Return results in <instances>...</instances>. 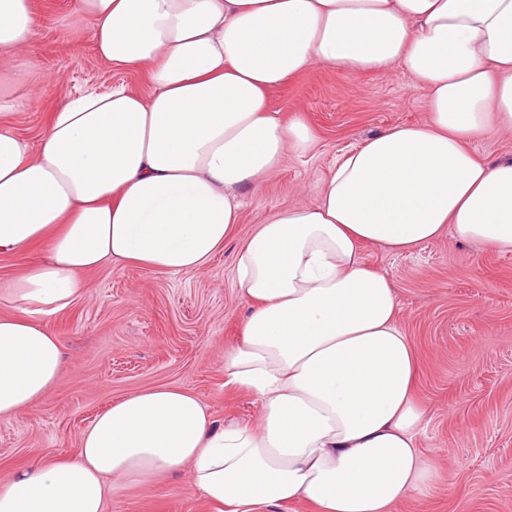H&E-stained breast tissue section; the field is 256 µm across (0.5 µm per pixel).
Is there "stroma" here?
<instances>
[{
    "instance_id": "35a3bbf8",
    "label": "stroma",
    "mask_w": 512,
    "mask_h": 512,
    "mask_svg": "<svg viewBox=\"0 0 512 512\" xmlns=\"http://www.w3.org/2000/svg\"><path fill=\"white\" fill-rule=\"evenodd\" d=\"M46 23L33 55L49 83L32 89L25 71L0 70V110L38 140L71 93L144 73L113 71L95 53L75 0H32ZM283 120L315 134L307 152L287 150L259 192H245L241 222L205 271L151 274L105 265L85 274L87 293L45 325L64 341L65 369L35 407L0 421V484L36 458H67L110 402L139 389L183 387L220 422H251L257 402L226 385L225 349L240 339L248 301L234 283L235 254L275 211L317 202L337 159L376 133L428 117L426 94L404 70L376 73L313 65L268 94ZM362 257L396 290L400 325L417 354L418 399L426 406L418 445L439 474L398 512H512V252L446 235L407 251L368 244ZM107 512H217L180 473L137 484L115 481Z\"/></svg>"
}]
</instances>
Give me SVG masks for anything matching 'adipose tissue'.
I'll return each instance as SVG.
<instances>
[{"mask_svg":"<svg viewBox=\"0 0 512 512\" xmlns=\"http://www.w3.org/2000/svg\"><path fill=\"white\" fill-rule=\"evenodd\" d=\"M100 59L146 68L68 96L39 144L0 121V256H44L0 279V420L56 386L64 345L44 318L85 273L135 264L205 269L287 148L314 134L267 94L313 63L404 68L428 119L343 154L320 199L272 214L237 251L250 311L224 353L225 384L251 392L258 425L221 423L191 391L154 387L102 410L77 453L36 459L0 484V512H105L108 478L190 467L224 512L303 501L314 512H396L436 469L418 446L417 359L395 289L361 257L444 235L512 251V158L470 142L512 131V0H77ZM40 18L0 0V68L27 57Z\"/></svg>","mask_w":512,"mask_h":512,"instance_id":"ef3b65f1","label":"adipose tissue"}]
</instances>
